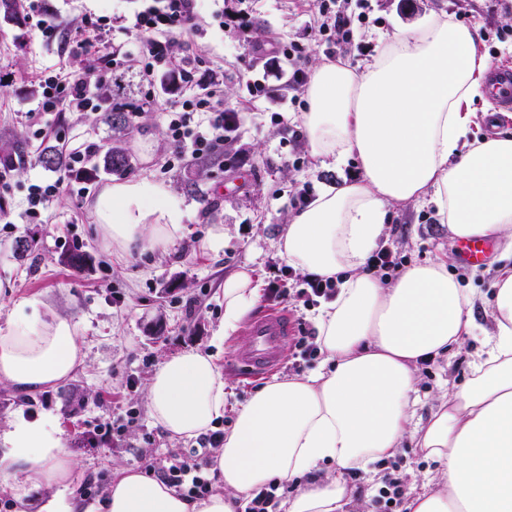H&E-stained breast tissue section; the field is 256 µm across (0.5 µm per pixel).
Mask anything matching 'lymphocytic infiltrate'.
Listing matches in <instances>:
<instances>
[{
  "instance_id": "1",
  "label": "lymphocytic infiltrate",
  "mask_w": 512,
  "mask_h": 512,
  "mask_svg": "<svg viewBox=\"0 0 512 512\" xmlns=\"http://www.w3.org/2000/svg\"><path fill=\"white\" fill-rule=\"evenodd\" d=\"M198 2L162 0L161 6L148 7L135 15L126 28L127 40L111 46L97 68L70 72L62 79L53 75L41 78L42 95L28 115L30 124L47 123L53 113L66 110H111V103L103 99L102 87L114 71L129 61L141 62V82L151 84L156 77L166 76L173 48L193 19ZM216 79L212 70L203 71L196 66L182 69L176 75L177 82L188 89L189 96L182 104L171 105L165 113L168 133L175 146L174 164L181 166L188 160L211 156L223 143L225 133L239 127L237 112L226 106L223 100L215 98L209 90ZM96 149V144L91 143L71 150L64 174L30 186L27 196L30 216H38L41 209L62 192H70L77 199L84 198L88 189L81 173L86 170ZM271 267L266 292L281 300L298 295L311 303L329 301L335 297L341 282L337 276L324 279L309 274L302 283L296 284L290 282L286 266L275 261ZM223 444V430L204 434L199 438V449L193 455H173L170 466L160 475L161 480L190 498L210 494L213 482L204 475L203 451Z\"/></svg>"
}]
</instances>
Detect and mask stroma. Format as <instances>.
I'll return each instance as SVG.
<instances>
[{
	"label": "stroma",
	"instance_id": "1",
	"mask_svg": "<svg viewBox=\"0 0 512 512\" xmlns=\"http://www.w3.org/2000/svg\"><path fill=\"white\" fill-rule=\"evenodd\" d=\"M144 3L41 0L40 18L56 27L55 37L49 39L36 30L28 8H21L20 22L0 18V146H9L13 163L7 175L9 191L0 195V325L15 302L34 299L47 316L79 322L86 352L84 366L62 389L30 393L0 385V429L20 412L55 415L65 446L77 461L72 489L88 505L104 498L103 492L89 490L101 473L116 466L156 473L169 466L172 453L196 447L195 439L169 437L149 414L147 382L167 357L189 349L215 356L226 382L222 423L224 429L232 428L239 407L266 379L248 376L235 360L248 342L246 326L225 340L215 336L224 318V280L241 270L266 280L269 262L280 256L278 240L292 198L304 186L337 183L358 170L352 159L328 170L310 157L304 138L297 135L304 102L285 100L282 82L272 81L268 98H251L245 88L246 65L260 68L269 60L262 53L248 56L252 45L302 42L300 65L307 72L326 60L325 44L311 36L314 0H207L174 47L171 66L176 69L183 59L199 58L223 71L218 92L239 112V130L216 154L165 169L174 145L162 113L183 99L172 84L153 106L138 113L127 143L132 168L126 179L168 186L185 212L176 245L132 257L112 254L95 227L94 204L114 179L102 169L91 178L83 202L62 194L40 218H30V185L53 177L36 157L56 145L57 133H64L74 147L88 139L103 146L113 136L104 113L69 110L58 113L53 132L35 138L25 114L36 104L39 76L93 66L103 45L95 37H83L88 17L110 16L112 39L119 43L126 38V17ZM441 11L476 31L490 63L512 69V11L492 9L490 0H371L356 38L371 46L379 34L411 28ZM235 13L249 16V29L223 24V15ZM217 224L224 227V243L212 250L205 242ZM29 237L36 239V248L19 251L18 240ZM387 238L411 265L446 257L449 274L476 297L477 325L491 327L487 301L493 294L492 274L486 266L460 262L458 240L439 223L432 206L393 207ZM76 246L89 256L81 273L64 261ZM481 349L482 339L475 336L435 356L429 366L418 367L416 418H427L437 400L469 378ZM129 409L136 411L137 419L119 440L107 447L92 440L94 424ZM384 466L402 480L409 497L441 469L409 440ZM381 467L373 464L347 478V512H381L373 500Z\"/></svg>",
	"mask_w": 512,
	"mask_h": 512
}]
</instances>
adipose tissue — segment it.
<instances>
[{
	"label": "adipose tissue",
	"mask_w": 512,
	"mask_h": 512,
	"mask_svg": "<svg viewBox=\"0 0 512 512\" xmlns=\"http://www.w3.org/2000/svg\"><path fill=\"white\" fill-rule=\"evenodd\" d=\"M489 61L471 28L447 12L378 37L363 64L318 63L300 116L310 155L324 167L356 159L353 181L323 186L292 213L279 240L285 262L344 280L320 310L324 365L268 382L242 405L209 463L223 491L190 500L126 467L112 471L95 512H239L269 482H291L335 466L324 482L297 488L285 512H346L345 470L395 456L412 439L444 469L408 503L409 512H512V138L470 139L485 99ZM433 205L460 239L501 242L491 303L494 329L468 381L415 423L418 362L473 336L474 301L437 259L391 284L365 265L395 205ZM98 230L113 253L165 250L184 213L168 189L146 179L115 182L98 198ZM261 283L239 271L224 281L221 335L256 307ZM78 322L48 318L36 301L15 303L0 327V384L48 391L82 367ZM152 420L169 436L193 438L224 415V376L210 354L165 360L147 385ZM76 468L50 414L15 418L0 432V485L19 507L31 490L50 494L41 512H88L61 499Z\"/></svg>",
	"instance_id": "adipose-tissue-1"
}]
</instances>
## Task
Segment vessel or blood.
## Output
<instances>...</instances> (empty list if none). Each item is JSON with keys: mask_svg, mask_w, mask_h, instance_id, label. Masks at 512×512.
Segmentation results:
<instances>
[{"mask_svg": "<svg viewBox=\"0 0 512 512\" xmlns=\"http://www.w3.org/2000/svg\"><path fill=\"white\" fill-rule=\"evenodd\" d=\"M491 97L499 109L512 110V71L491 67L489 71ZM289 331L288 322L280 312L271 310L248 327L250 346L238 353L236 360L254 374L272 371L282 355L283 339Z\"/></svg>", "mask_w": 512, "mask_h": 512, "instance_id": "obj_1", "label": "vessel or blood"}]
</instances>
